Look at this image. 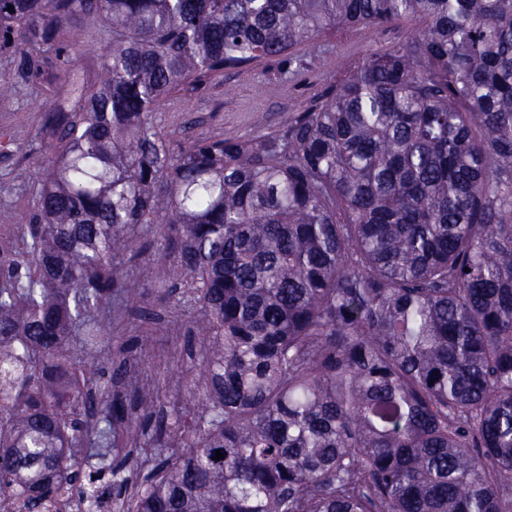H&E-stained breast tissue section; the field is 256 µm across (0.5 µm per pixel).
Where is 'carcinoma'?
<instances>
[{"label": "carcinoma", "instance_id": "1", "mask_svg": "<svg viewBox=\"0 0 512 512\" xmlns=\"http://www.w3.org/2000/svg\"><path fill=\"white\" fill-rule=\"evenodd\" d=\"M13 10H8V7ZM423 24L261 138L158 107L338 29ZM101 28L103 76L65 53ZM51 165L0 240V512H512V0H0ZM161 225L202 399L134 421L101 382L116 260ZM469 271H464V268ZM149 440L137 460L92 457ZM223 458L215 459L216 451Z\"/></svg>", "mask_w": 512, "mask_h": 512}]
</instances>
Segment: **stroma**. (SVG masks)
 I'll return each instance as SVG.
<instances>
[{"mask_svg": "<svg viewBox=\"0 0 512 512\" xmlns=\"http://www.w3.org/2000/svg\"><path fill=\"white\" fill-rule=\"evenodd\" d=\"M422 25L404 21L381 29L338 31L301 48L298 60L285 74L257 66L225 73L194 89L179 93L188 103L184 112L160 110L155 120L176 140H192L233 134L251 139L283 129L293 113L305 108L327 85L341 79L348 64L418 35ZM61 81L59 69L38 79L23 78L12 56L0 52V84L10 91L0 101V133L12 139L0 151V237L15 235L18 225L28 223L34 192L45 173L48 155L36 137L41 103L46 90ZM149 249L122 262L123 271L136 279L142 291L139 302L113 306L112 321L102 341L109 362L106 379H113L120 363V347H129L128 358L154 391V408L171 411L175 403L191 395H203L205 349L188 336L193 311L184 304L177 281L158 282L153 269L167 262L165 243L152 235ZM149 334L145 351L134 341Z\"/></svg>", "mask_w": 512, "mask_h": 512, "instance_id": "1", "label": "stroma"}]
</instances>
